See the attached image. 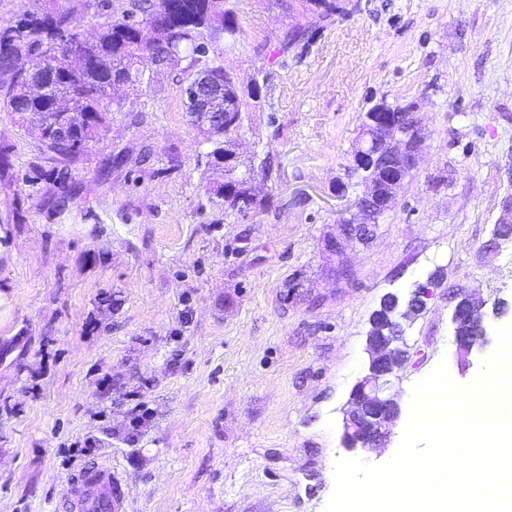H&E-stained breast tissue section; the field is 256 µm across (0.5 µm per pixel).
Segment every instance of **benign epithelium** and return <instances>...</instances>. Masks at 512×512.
Returning <instances> with one entry per match:
<instances>
[{"instance_id":"1","label":"benign epithelium","mask_w":512,"mask_h":512,"mask_svg":"<svg viewBox=\"0 0 512 512\" xmlns=\"http://www.w3.org/2000/svg\"><path fill=\"white\" fill-rule=\"evenodd\" d=\"M194 110L210 111L214 100L224 94V72L214 68L201 69L196 79L187 87ZM392 106L381 101L365 115L361 132L353 151L352 172L359 175L379 166V158L386 155L396 161L399 174H384L361 181L362 190L351 201L338 224L336 237L329 240L332 251H340L355 243L373 238L379 219L395 204L405 180L411 175L426 149V136L416 118L409 113L407 119L399 117L376 119L378 112H391ZM494 240H512V201L503 205L497 220ZM436 284L431 276L427 282L401 302L396 294L389 293L383 301L388 306L387 324L379 332H368L366 352L368 361L362 375L353 385L348 409L343 418L342 443L349 451L372 450L382 447L401 417V405L392 393L398 372L408 360L407 342L402 320L421 312L430 286ZM451 316L452 325L466 322L474 329L470 336H456L457 348L463 355L484 354L494 342V328L488 315L500 319L508 314L507 304L498 302L492 312L476 290H466L455 297Z\"/></svg>"}]
</instances>
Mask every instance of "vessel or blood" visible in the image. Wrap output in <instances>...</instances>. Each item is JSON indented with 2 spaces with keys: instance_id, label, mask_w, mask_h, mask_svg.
Masks as SVG:
<instances>
[{
  "instance_id": "vessel-or-blood-1",
  "label": "vessel or blood",
  "mask_w": 512,
  "mask_h": 512,
  "mask_svg": "<svg viewBox=\"0 0 512 512\" xmlns=\"http://www.w3.org/2000/svg\"><path fill=\"white\" fill-rule=\"evenodd\" d=\"M123 503L122 483L105 460L84 466L63 497L67 512H123Z\"/></svg>"
}]
</instances>
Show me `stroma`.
<instances>
[{"label": "stroma", "mask_w": 512, "mask_h": 512, "mask_svg": "<svg viewBox=\"0 0 512 512\" xmlns=\"http://www.w3.org/2000/svg\"><path fill=\"white\" fill-rule=\"evenodd\" d=\"M330 23L276 0H239V34L217 63L273 78L235 138L269 156L258 206L210 202L224 173L197 162L181 77L150 66L110 129L69 166L0 112L11 144L0 181V512H63L68 480L99 440L124 512H325L342 409L389 293L435 277L406 323L396 390L457 365V292L512 298V244L492 245L512 198V0H358ZM308 28L310 45L264 52ZM413 103L420 164L376 227L336 259L327 243L354 143L376 102ZM64 207H56L59 196Z\"/></svg>", "instance_id": "1"}]
</instances>
